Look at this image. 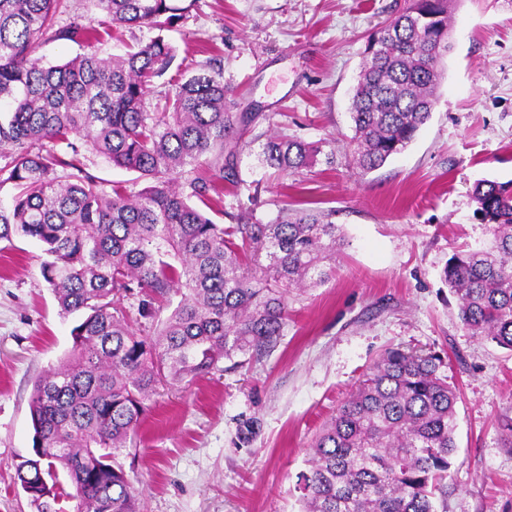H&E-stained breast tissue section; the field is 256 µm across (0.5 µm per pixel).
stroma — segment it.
I'll return each instance as SVG.
<instances>
[{
	"mask_svg": "<svg viewBox=\"0 0 512 512\" xmlns=\"http://www.w3.org/2000/svg\"><path fill=\"white\" fill-rule=\"evenodd\" d=\"M405 0H196L167 37L175 63L221 73L256 132L318 145L284 177L241 151L219 224L240 208L331 211L345 242L336 275L288 296L274 348L161 390L121 460L143 512H300L311 444L389 347L434 351L457 394L456 452L438 512H512V352L474 336L441 278L487 237L473 185L512 179V0H451L445 77L431 119L401 153L362 172L350 155L352 89L367 38ZM100 189L138 191L135 173L84 152ZM31 240L0 242V512H36L16 476L33 455L30 395L73 345Z\"/></svg>",
	"mask_w": 512,
	"mask_h": 512,
	"instance_id": "stroma-1",
	"label": "stroma"
}]
</instances>
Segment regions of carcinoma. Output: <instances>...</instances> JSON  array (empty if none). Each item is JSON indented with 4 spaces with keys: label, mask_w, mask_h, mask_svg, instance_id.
Listing matches in <instances>:
<instances>
[{
    "label": "carcinoma",
    "mask_w": 512,
    "mask_h": 512,
    "mask_svg": "<svg viewBox=\"0 0 512 512\" xmlns=\"http://www.w3.org/2000/svg\"><path fill=\"white\" fill-rule=\"evenodd\" d=\"M62 0H0V241L34 240L60 314L79 315L73 349L40 376L30 401L34 457L16 470L34 503L73 492L74 512H139L119 456L163 386L191 382L223 360L274 347L288 294L332 278L345 236L330 214L298 211L263 223L254 209L217 224L257 114L231 111L220 74L167 82L161 112L145 111L176 49L163 35L188 12L177 0H92L105 19L55 27ZM158 35L121 57L95 44L113 29ZM448 0H407L372 39L354 87L352 157L373 170L402 152L431 117L450 50ZM83 52L57 65L47 38ZM261 161L286 175L319 147L263 134ZM71 151L65 161L56 147ZM90 149L146 186L98 188L78 159ZM488 237L454 253L443 280L472 334L512 351V180L472 191ZM202 206H197L193 200ZM138 301L149 326L132 329ZM432 352L392 349L315 439L301 475L302 512H437L455 450L457 395Z\"/></svg>",
    "instance_id": "cac0c4a2"
}]
</instances>
